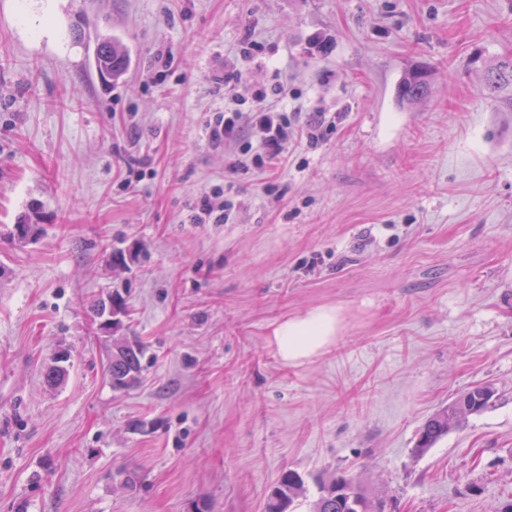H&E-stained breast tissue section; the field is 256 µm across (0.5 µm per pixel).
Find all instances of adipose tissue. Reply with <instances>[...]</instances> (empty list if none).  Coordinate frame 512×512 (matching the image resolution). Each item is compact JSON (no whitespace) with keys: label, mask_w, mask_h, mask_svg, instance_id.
I'll use <instances>...</instances> for the list:
<instances>
[{"label":"adipose tissue","mask_w":512,"mask_h":512,"mask_svg":"<svg viewBox=\"0 0 512 512\" xmlns=\"http://www.w3.org/2000/svg\"><path fill=\"white\" fill-rule=\"evenodd\" d=\"M338 325L335 309L310 310L279 322L272 331V342L283 363L299 365L333 342Z\"/></svg>","instance_id":"1"}]
</instances>
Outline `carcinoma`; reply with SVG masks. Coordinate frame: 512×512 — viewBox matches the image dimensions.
<instances>
[{
	"label": "carcinoma",
	"mask_w": 512,
	"mask_h": 512,
	"mask_svg": "<svg viewBox=\"0 0 512 512\" xmlns=\"http://www.w3.org/2000/svg\"><path fill=\"white\" fill-rule=\"evenodd\" d=\"M96 55L100 68L112 73L123 69L125 54L117 44L100 43ZM503 82L512 83V59L501 60L488 71L489 88L495 89ZM428 88L426 73L417 69L405 76L400 92L404 99L414 102L426 95ZM143 354L140 345L134 346L130 343L112 351V361L108 362L107 372L113 388L124 389L127 387L128 379L139 378ZM496 402V390L493 386L483 383L471 387L422 424L414 453H425L459 426L466 415L483 413L493 408ZM305 494L302 476L294 470L283 471L270 493L268 512H286L287 507ZM383 509V500L369 498L359 486L342 473L320 484L319 497L314 504V512H383Z\"/></svg>",
	"instance_id": "carcinoma-1"
}]
</instances>
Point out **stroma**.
Listing matches in <instances>:
<instances>
[{"label": "stroma", "instance_id": "stroma-1", "mask_svg": "<svg viewBox=\"0 0 512 512\" xmlns=\"http://www.w3.org/2000/svg\"><path fill=\"white\" fill-rule=\"evenodd\" d=\"M510 57L512 0H0V512H266L285 469L387 512H504L512 90L486 70ZM277 84L335 127L227 174L207 121ZM218 187L233 219L193 223ZM116 290L144 346L124 391L91 313ZM321 307L335 342L281 362L274 325ZM487 382L496 407L414 456ZM96 55L100 68L110 71L112 74L123 69L125 54L117 44L111 42L100 43ZM429 88L427 75L422 70L408 73L400 87L401 95L409 102H414L426 95ZM497 400L496 390L490 384L483 383L471 387L422 424L414 453H425L458 427L466 414L488 411L495 406Z\"/></svg>", "mask_w": 512, "mask_h": 512}]
</instances>
